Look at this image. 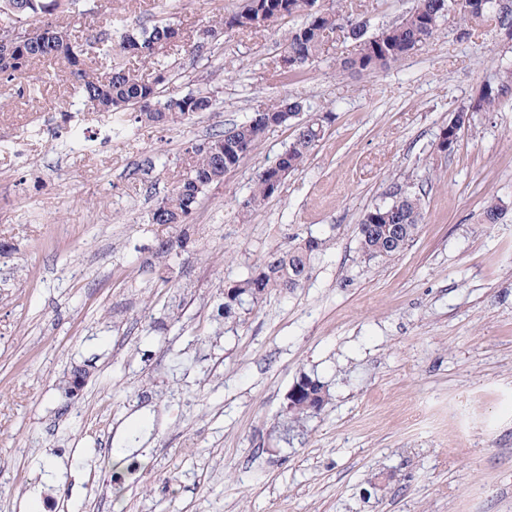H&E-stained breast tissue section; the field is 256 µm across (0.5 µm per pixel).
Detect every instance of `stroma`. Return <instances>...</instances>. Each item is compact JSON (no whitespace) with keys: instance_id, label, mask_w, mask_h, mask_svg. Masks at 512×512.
<instances>
[{"instance_id":"1","label":"stroma","mask_w":512,"mask_h":512,"mask_svg":"<svg viewBox=\"0 0 512 512\" xmlns=\"http://www.w3.org/2000/svg\"><path fill=\"white\" fill-rule=\"evenodd\" d=\"M238 3L146 0L128 21L191 31ZM292 27L175 52V92L224 81L214 111L165 130L92 111L49 63L0 80V512H512V104L436 150L512 65V36L465 37L452 16L389 70H338L340 35L285 74ZM282 97L331 112L324 139L247 215L257 169L296 134L271 128L198 201L169 291L148 217L184 142ZM406 183L425 190L423 223L397 256L364 259L363 214ZM311 237L300 288L217 319L225 286ZM304 376L329 399L294 428Z\"/></svg>"}]
</instances>
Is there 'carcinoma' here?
Returning <instances> with one entry per match:
<instances>
[{
  "label": "carcinoma",
  "instance_id": "carcinoma-1",
  "mask_svg": "<svg viewBox=\"0 0 512 512\" xmlns=\"http://www.w3.org/2000/svg\"><path fill=\"white\" fill-rule=\"evenodd\" d=\"M317 0H244L243 5L212 21V31L264 30L272 25L270 17L280 20L302 16L304 21L290 32L284 53L289 70L297 72L319 59L323 53L322 33L339 23L350 22L349 31L356 42L354 52L339 60L344 71L372 72L386 70L394 63L428 45L438 33L449 12L470 34L489 26L512 30V0H414L412 8L394 24L369 30V21L355 12L347 0L313 11ZM82 17L89 14L86 0H0V35L15 34V49L10 58L0 56V80H17L39 62L65 60L62 77L76 86L84 102L100 112L135 113L134 122L145 126H172L213 109L214 92L197 90L161 97L163 88L174 80L176 62L169 60V50L179 45L193 55L203 48L201 30L185 37L180 25L169 18L153 21L150 26L121 25L118 44H112V14L102 21L101 34L78 42L62 27L53 25L58 14ZM122 55L113 61L106 75L93 67L99 57ZM512 103V69L502 67L485 79L477 96L458 108L460 112H496ZM313 107L302 101L282 98L254 112V115L208 140L188 145L181 158L180 170L172 176L169 194L151 210L155 251L167 257L184 247L188 239V221L199 197L237 167L260 144L269 128L281 126ZM330 118L300 124L285 148L286 173L281 175L264 165L258 168L249 198L243 205L258 210L275 194L273 181L280 183L299 170L323 139ZM423 221L419 192L400 185L390 193V201L367 210L359 230L363 256L390 258L402 251ZM323 242L310 238L286 250L267 256L254 272L224 289V302L218 316L226 323H238L242 313L251 310L265 295L277 288H298L308 277L311 255ZM302 398L290 411L299 419L319 413L326 401L323 385L305 378L298 383Z\"/></svg>",
  "mask_w": 512,
  "mask_h": 512
}]
</instances>
